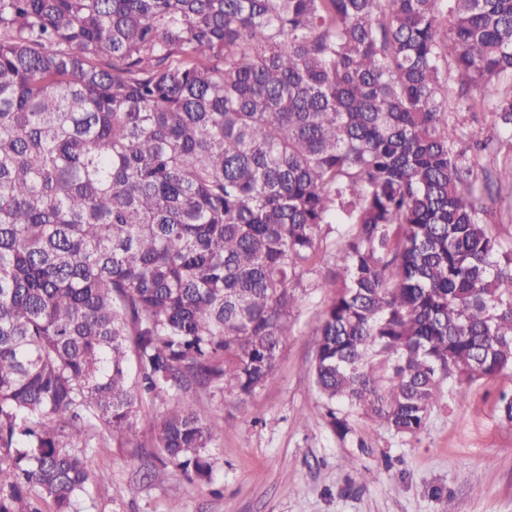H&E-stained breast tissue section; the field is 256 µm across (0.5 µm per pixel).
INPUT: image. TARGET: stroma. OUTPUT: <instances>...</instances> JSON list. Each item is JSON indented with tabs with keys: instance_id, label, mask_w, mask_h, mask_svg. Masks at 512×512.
Returning <instances> with one entry per match:
<instances>
[{
	"instance_id": "35a3bbf8",
	"label": "stroma",
	"mask_w": 512,
	"mask_h": 512,
	"mask_svg": "<svg viewBox=\"0 0 512 512\" xmlns=\"http://www.w3.org/2000/svg\"><path fill=\"white\" fill-rule=\"evenodd\" d=\"M336 238L335 225H322L267 381L244 402L220 387L145 396L132 434L100 439L94 455L109 479L81 512H441L443 494L453 512H512V420L503 405L512 373L475 382L463 400L444 383L414 436L347 405L350 433L332 431L312 368L328 301L317 283L337 269ZM182 399L210 410L208 484L155 457L151 423Z\"/></svg>"
}]
</instances>
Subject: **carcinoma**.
I'll use <instances>...</instances> for the list:
<instances>
[{"mask_svg":"<svg viewBox=\"0 0 512 512\" xmlns=\"http://www.w3.org/2000/svg\"><path fill=\"white\" fill-rule=\"evenodd\" d=\"M512 145V0H0V512H78L140 391L272 374L323 224L314 383L397 434L512 372L448 65ZM210 481L209 409L154 425Z\"/></svg>","mask_w":512,"mask_h":512,"instance_id":"carcinoma-1","label":"carcinoma"}]
</instances>
